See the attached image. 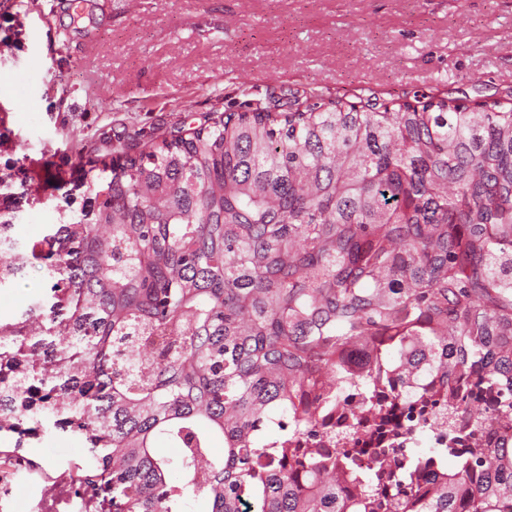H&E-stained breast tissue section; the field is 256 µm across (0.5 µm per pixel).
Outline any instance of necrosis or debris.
Listing matches in <instances>:
<instances>
[{"mask_svg":"<svg viewBox=\"0 0 512 512\" xmlns=\"http://www.w3.org/2000/svg\"><path fill=\"white\" fill-rule=\"evenodd\" d=\"M432 366L404 376L400 367L341 379L317 399L314 421L299 441L332 453L350 450L355 485H365L375 448L395 449L400 468L431 463L469 448L512 447V385L485 376L479 365L459 371L452 382L460 396L448 401L436 389Z\"/></svg>","mask_w":512,"mask_h":512,"instance_id":"obj_1","label":"necrosis or debris"}]
</instances>
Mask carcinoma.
Returning <instances> with one entry per match:
<instances>
[{
  "instance_id": "1",
  "label": "carcinoma",
  "mask_w": 512,
  "mask_h": 512,
  "mask_svg": "<svg viewBox=\"0 0 512 512\" xmlns=\"http://www.w3.org/2000/svg\"><path fill=\"white\" fill-rule=\"evenodd\" d=\"M84 176L92 220L0 223V292L39 266L52 299L0 317V432L16 452L45 420L83 436L91 512H512V447L382 500L288 437L354 359L512 385V89L249 99Z\"/></svg>"
}]
</instances>
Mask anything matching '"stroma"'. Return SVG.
Here are the masks:
<instances>
[{"instance_id":"1","label":"stroma","mask_w":512,"mask_h":512,"mask_svg":"<svg viewBox=\"0 0 512 512\" xmlns=\"http://www.w3.org/2000/svg\"><path fill=\"white\" fill-rule=\"evenodd\" d=\"M512 88V0H0V173L16 202L0 210L24 240L87 205L81 161L237 110L247 92L287 104L368 88L458 98ZM47 164L42 180L22 167ZM47 291L27 269L0 292L20 315ZM83 439L45 435L0 456V512H85L53 497L90 462Z\"/></svg>"}]
</instances>
